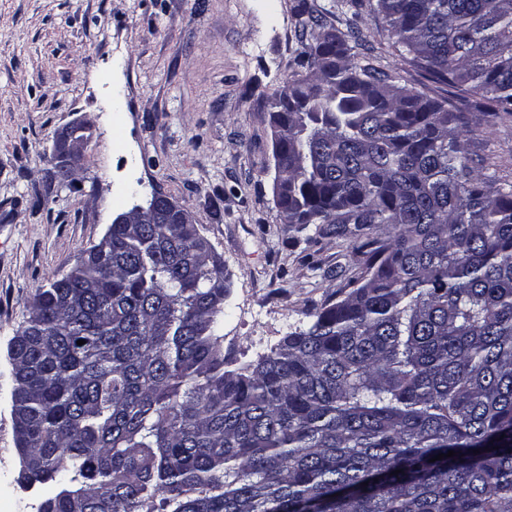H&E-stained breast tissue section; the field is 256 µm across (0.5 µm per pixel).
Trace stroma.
<instances>
[{"instance_id":"stroma-1","label":"stroma","mask_w":512,"mask_h":512,"mask_svg":"<svg viewBox=\"0 0 512 512\" xmlns=\"http://www.w3.org/2000/svg\"><path fill=\"white\" fill-rule=\"evenodd\" d=\"M303 7L325 11L355 62L466 112L469 157L512 175V119L411 67L375 0H0V512H37L46 496L18 481L9 342L116 214L159 192L200 224L224 264V351L240 364L306 327L352 275L355 236L291 231L274 206L270 102L299 70ZM82 120L86 164L58 185L48 158Z\"/></svg>"}]
</instances>
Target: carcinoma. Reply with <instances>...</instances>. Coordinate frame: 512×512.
I'll return each mask as SVG.
<instances>
[{"instance_id":"carcinoma-1","label":"carcinoma","mask_w":512,"mask_h":512,"mask_svg":"<svg viewBox=\"0 0 512 512\" xmlns=\"http://www.w3.org/2000/svg\"><path fill=\"white\" fill-rule=\"evenodd\" d=\"M377 12L432 82L512 116V0ZM301 14L321 32L270 105L274 205L360 235L355 273L235 368L200 225H109L9 348L19 482L58 485L38 512H512V180L469 165L465 113Z\"/></svg>"}]
</instances>
